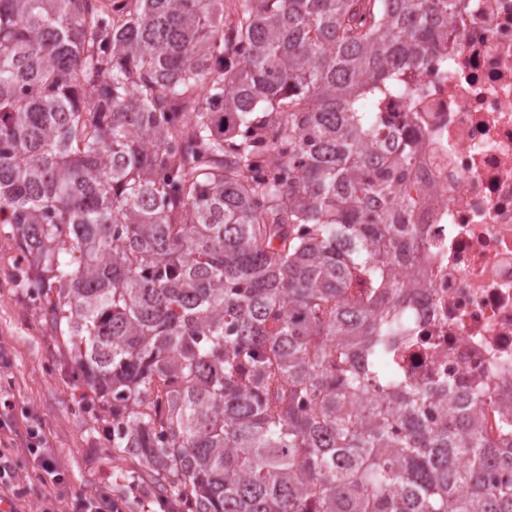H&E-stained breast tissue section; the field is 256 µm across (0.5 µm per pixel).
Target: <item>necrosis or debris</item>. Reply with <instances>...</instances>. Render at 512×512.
Listing matches in <instances>:
<instances>
[{"mask_svg":"<svg viewBox=\"0 0 512 512\" xmlns=\"http://www.w3.org/2000/svg\"><path fill=\"white\" fill-rule=\"evenodd\" d=\"M377 109L419 132L410 194L428 239L402 271L429 293L409 307L416 339L395 366L422 387L490 383L480 417L493 432L497 395L512 394V0H460L447 53Z\"/></svg>","mask_w":512,"mask_h":512,"instance_id":"obj_1","label":"necrosis or debris"}]
</instances>
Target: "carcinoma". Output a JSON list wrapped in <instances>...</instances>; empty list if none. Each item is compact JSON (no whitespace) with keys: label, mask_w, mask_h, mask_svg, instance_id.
<instances>
[{"label":"carcinoma","mask_w":512,"mask_h":512,"mask_svg":"<svg viewBox=\"0 0 512 512\" xmlns=\"http://www.w3.org/2000/svg\"><path fill=\"white\" fill-rule=\"evenodd\" d=\"M458 0H0V225L112 448L186 512H512L489 436L388 366L426 239L376 102ZM371 143L373 152L360 146ZM378 378L386 397L368 396Z\"/></svg>","instance_id":"1"}]
</instances>
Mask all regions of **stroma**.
<instances>
[{
    "instance_id": "1",
    "label": "stroma",
    "mask_w": 512,
    "mask_h": 512,
    "mask_svg": "<svg viewBox=\"0 0 512 512\" xmlns=\"http://www.w3.org/2000/svg\"><path fill=\"white\" fill-rule=\"evenodd\" d=\"M16 257L0 228V392L11 395L18 424L37 419L64 470L61 482L40 483L32 457L17 452V471L30 490L20 512H34L41 498L55 512H69L74 496L101 490L122 500L126 512H159L160 493L139 479V460L118 455L107 425L83 407L75 364L17 286Z\"/></svg>"
}]
</instances>
